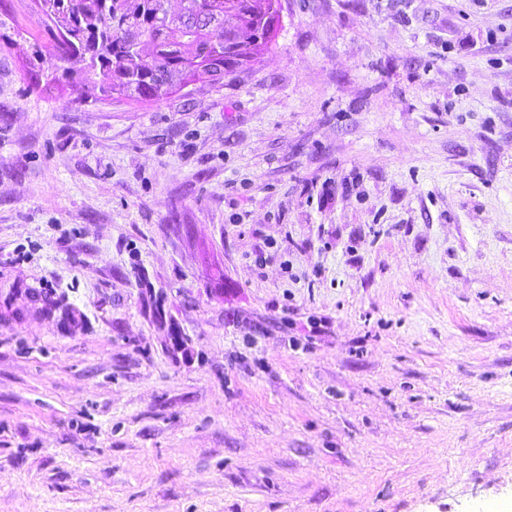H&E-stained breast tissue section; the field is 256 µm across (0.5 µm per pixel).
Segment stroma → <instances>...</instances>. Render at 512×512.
I'll return each mask as SVG.
<instances>
[{"mask_svg":"<svg viewBox=\"0 0 512 512\" xmlns=\"http://www.w3.org/2000/svg\"><path fill=\"white\" fill-rule=\"evenodd\" d=\"M281 4L86 103L0 0V512H512V0Z\"/></svg>","mask_w":512,"mask_h":512,"instance_id":"stroma-1","label":"stroma"}]
</instances>
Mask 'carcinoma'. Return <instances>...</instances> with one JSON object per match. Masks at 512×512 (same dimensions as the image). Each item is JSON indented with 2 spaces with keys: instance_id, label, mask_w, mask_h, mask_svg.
I'll list each match as a JSON object with an SVG mask.
<instances>
[{
  "instance_id": "1",
  "label": "carcinoma",
  "mask_w": 512,
  "mask_h": 512,
  "mask_svg": "<svg viewBox=\"0 0 512 512\" xmlns=\"http://www.w3.org/2000/svg\"><path fill=\"white\" fill-rule=\"evenodd\" d=\"M50 43L34 44L31 68L42 56L62 61L77 55L84 63L66 68L52 80L81 83L95 101L121 95L129 100L160 101L175 86L203 79L211 71L236 73L275 42L276 34L236 52L224 46V17L259 24L280 0H181L191 25L177 33L166 26L169 0H36Z\"/></svg>"
}]
</instances>
